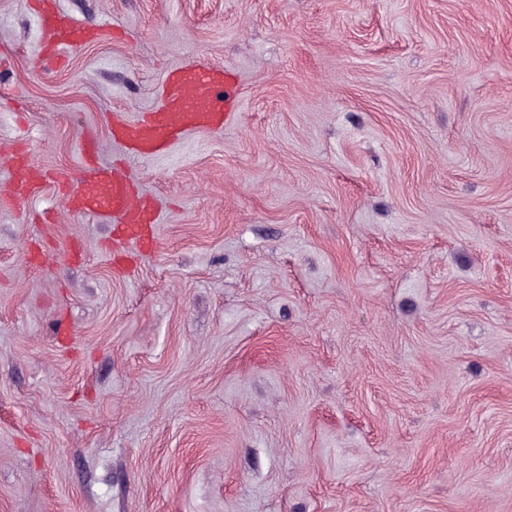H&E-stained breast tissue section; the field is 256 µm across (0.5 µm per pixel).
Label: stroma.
<instances>
[{"label": "stroma", "instance_id": "1", "mask_svg": "<svg viewBox=\"0 0 512 512\" xmlns=\"http://www.w3.org/2000/svg\"><path fill=\"white\" fill-rule=\"evenodd\" d=\"M34 2L0 195L91 138L160 222L0 209V512H512V0H53L55 61ZM192 63L232 121L124 151ZM39 19L45 49L47 55L52 58L58 57L57 52L62 47H77L94 36L107 32L106 29H99L95 33H90L73 18L54 8H39Z\"/></svg>", "mask_w": 512, "mask_h": 512}]
</instances>
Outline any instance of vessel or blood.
I'll list each match as a JSON object with an SVG mask.
<instances>
[{
    "label": "vessel or blood",
    "mask_w": 512,
    "mask_h": 512,
    "mask_svg": "<svg viewBox=\"0 0 512 512\" xmlns=\"http://www.w3.org/2000/svg\"><path fill=\"white\" fill-rule=\"evenodd\" d=\"M39 19L49 57L63 47H77L91 38L73 18L50 8ZM239 87L231 70L215 65L188 64L168 73L158 107L133 123L116 126V140L138 152L157 155L186 133L226 124L238 102ZM94 143L83 147L84 166L67 193L69 208L105 217L116 224L124 240L154 246L152 227L159 221L153 206L139 198L125 176L95 158ZM12 191L0 206L16 207L36 194L49 177L26 154L14 156Z\"/></svg>",
    "instance_id": "obj_1"
}]
</instances>
